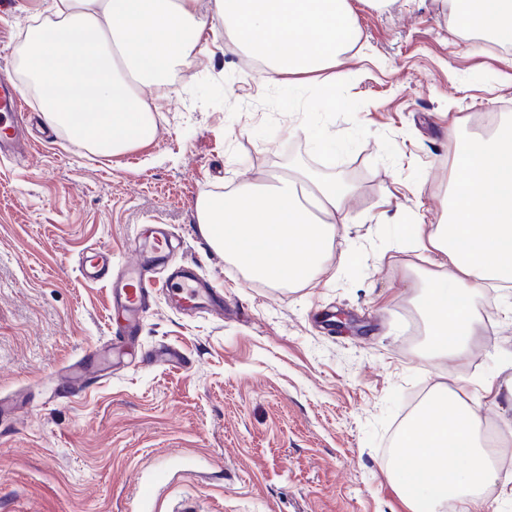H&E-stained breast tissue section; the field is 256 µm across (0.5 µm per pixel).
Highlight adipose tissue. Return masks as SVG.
I'll return each instance as SVG.
<instances>
[{"label":"adipose tissue","mask_w":512,"mask_h":512,"mask_svg":"<svg viewBox=\"0 0 512 512\" xmlns=\"http://www.w3.org/2000/svg\"><path fill=\"white\" fill-rule=\"evenodd\" d=\"M467 29L490 31L512 45V0H464ZM224 37L262 62V80L335 69L357 36L349 0H52L50 14L29 28L23 69L47 107L45 121L76 142L119 155L150 141L166 75L191 52H206L214 19ZM153 88L147 99L144 88ZM458 173L444 224L414 225L400 243L427 251L419 307L431 341L422 358L455 362L478 334L471 300L492 284L512 283V115L489 135L451 145ZM348 186L336 180L247 182L221 195L202 193L196 221L210 247L275 288L306 283L348 221ZM480 402L455 391L433 394L405 424L390 478L412 512H440L448 502L479 512L497 479L488 449L478 445ZM452 458L464 468L449 466Z\"/></svg>","instance_id":"ef3b65f1"}]
</instances>
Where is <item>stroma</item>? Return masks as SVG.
<instances>
[{"mask_svg":"<svg viewBox=\"0 0 512 512\" xmlns=\"http://www.w3.org/2000/svg\"><path fill=\"white\" fill-rule=\"evenodd\" d=\"M42 2L0 9V75L18 73ZM350 2L358 36L330 93L241 81L240 52L220 40L174 69L148 143L104 156L56 128L0 157V512H409L386 453L414 396L465 383L487 426L512 428V404L484 390L512 378V287L475 296L464 360L421 361L410 270L427 262L396 246L401 226L447 218L450 140L512 113V47L462 33L448 0ZM296 168L351 185L348 221L309 282L271 288L206 243L195 204ZM152 224L227 310L160 295L122 338L78 259L103 246L121 273ZM165 346L189 365L152 363ZM90 351L110 376L67 384Z\"/></svg>","mask_w":512,"mask_h":512,"instance_id":"obj_1","label":"stroma"}]
</instances>
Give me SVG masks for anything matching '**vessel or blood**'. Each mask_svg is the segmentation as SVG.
Returning a JSON list of instances; mask_svg holds the SVG:
<instances>
[{"label":"vessel or blood","mask_w":512,"mask_h":512,"mask_svg":"<svg viewBox=\"0 0 512 512\" xmlns=\"http://www.w3.org/2000/svg\"><path fill=\"white\" fill-rule=\"evenodd\" d=\"M27 105L19 98L8 77L0 78V153L18 154L20 151V129L24 123ZM152 242L149 250L135 253L126 263L120 281L111 283L112 305L126 315L124 334H132L139 329V318L150 308L157 293L172 297L183 310L212 308L221 309L223 299L207 281H188L178 276L170 277L165 287H158L151 274L154 265L173 258L169 234L162 227L150 231ZM112 266L109 252L97 250L80 257L78 267L81 274L93 279L108 277Z\"/></svg>","instance_id":"1"}]
</instances>
